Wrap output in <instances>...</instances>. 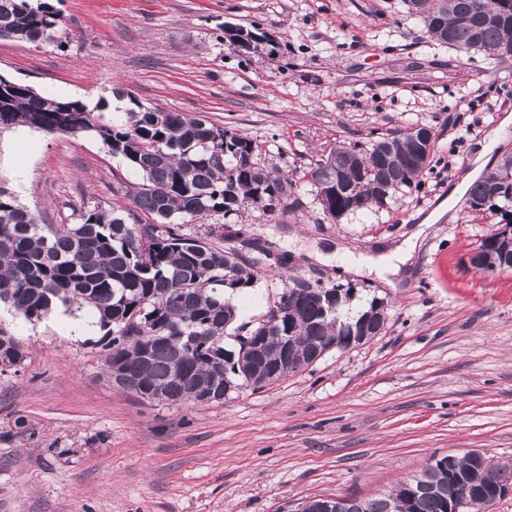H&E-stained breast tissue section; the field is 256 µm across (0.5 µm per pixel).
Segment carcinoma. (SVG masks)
<instances>
[{
	"instance_id": "obj_1",
	"label": "carcinoma",
	"mask_w": 512,
	"mask_h": 512,
	"mask_svg": "<svg viewBox=\"0 0 512 512\" xmlns=\"http://www.w3.org/2000/svg\"><path fill=\"white\" fill-rule=\"evenodd\" d=\"M437 25L426 33L459 53L482 52L497 59L512 57V0H425ZM9 39L62 50L71 41L66 22L47 3L0 0V31ZM112 96L126 101L114 111L102 98L89 105L81 98H45L25 85L0 97V132L25 127L48 134H87L109 154L123 160L134 177L127 203L106 208L81 207L72 224H40L35 212L19 203L0 184V304L29 322L45 318L60 304L83 312L100 338L96 357L106 376L122 369L145 387L183 405L198 403L196 386L212 380L222 391L250 386L249 370L261 359L283 358L282 338L297 326L303 337L293 345L302 356L311 336H327L339 348L350 347L351 329L377 331L361 314L342 318L329 310L326 294L341 286L320 283L298 287L288 277L265 317L252 327L236 328L237 348L225 346L235 309L224 292H242L258 281L269 243H256L243 257L228 246L183 232L201 219L243 217L257 207L267 215L284 212L294 184L258 160L251 140L212 123L204 115L146 107L122 88ZM392 148L378 153L381 145ZM428 153H418L412 130L382 138L368 149L340 145L311 170L315 187L333 191L330 209L344 215L372 205L420 183ZM343 180L336 181V173ZM476 212L512 208V175H489L468 187ZM476 252L480 266L492 270L512 255V224L484 237ZM276 254V253H274ZM277 267L288 268L289 255L276 254ZM260 340L253 350L244 343ZM25 354L19 339L0 329V374L19 366ZM430 473V486L398 483L385 497L343 496L338 512H455L452 497L441 493L448 478L464 482L495 499L500 484L512 477V463L477 464L469 455L456 457L453 474Z\"/></svg>"
}]
</instances>
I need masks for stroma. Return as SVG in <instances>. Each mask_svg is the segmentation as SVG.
Instances as JSON below:
<instances>
[{
  "label": "stroma",
  "instance_id": "35a3bbf8",
  "mask_svg": "<svg viewBox=\"0 0 512 512\" xmlns=\"http://www.w3.org/2000/svg\"><path fill=\"white\" fill-rule=\"evenodd\" d=\"M75 39L65 49L0 41V76L64 96L126 88L145 106L200 113L253 141L294 182L278 216L237 227L288 252L240 294L257 322L287 276L350 288L388 319L371 341L220 403L167 406L113 388L83 337L0 306L25 358L0 375V512H294L317 496L383 495L430 457L486 452L512 461V272L468 257L507 224L460 196L420 237L405 287L336 266L407 238L472 167L512 156V60L460 56L430 40L406 0H49ZM259 25L264 51L234 52L225 23ZM435 130L419 187L331 219L306 173L338 144L406 126ZM21 203L73 223L85 203H124L127 172L89 135L0 132V181L15 163Z\"/></svg>",
  "mask_w": 512,
  "mask_h": 512
}]
</instances>
